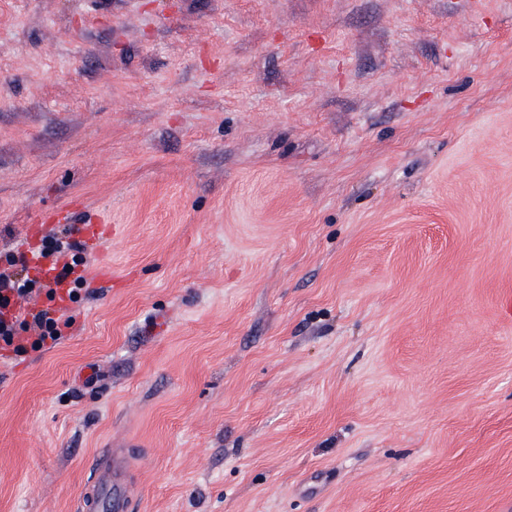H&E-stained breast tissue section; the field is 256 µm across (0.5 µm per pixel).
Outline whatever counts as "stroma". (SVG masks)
I'll return each mask as SVG.
<instances>
[{
    "instance_id": "1",
    "label": "stroma",
    "mask_w": 512,
    "mask_h": 512,
    "mask_svg": "<svg viewBox=\"0 0 512 512\" xmlns=\"http://www.w3.org/2000/svg\"><path fill=\"white\" fill-rule=\"evenodd\" d=\"M70 205L0 512H512V0H0V265ZM127 448H107L91 458L92 480L81 500L82 512H129L130 470Z\"/></svg>"
}]
</instances>
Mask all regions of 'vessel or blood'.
Returning <instances> with one entry per match:
<instances>
[{
    "label": "vessel or blood",
    "instance_id": "b4317fda",
    "mask_svg": "<svg viewBox=\"0 0 512 512\" xmlns=\"http://www.w3.org/2000/svg\"><path fill=\"white\" fill-rule=\"evenodd\" d=\"M91 474L81 512H131L127 449L109 448L92 457Z\"/></svg>",
    "mask_w": 512,
    "mask_h": 512
}]
</instances>
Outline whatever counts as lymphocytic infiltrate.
Listing matches in <instances>:
<instances>
[{
  "label": "lymphocytic infiltrate",
  "mask_w": 512,
  "mask_h": 512,
  "mask_svg": "<svg viewBox=\"0 0 512 512\" xmlns=\"http://www.w3.org/2000/svg\"><path fill=\"white\" fill-rule=\"evenodd\" d=\"M87 248L76 239L71 225L50 231L41 239L39 256L52 271L51 281H43L30 273L25 252H8L6 265L0 266V349L22 358L29 352L61 344L74 320L62 309L54 307L56 287L67 284V298L76 301L86 281L76 269L86 262ZM45 293L49 304L21 313L16 309L20 299L33 293Z\"/></svg>",
  "instance_id": "1"
}]
</instances>
